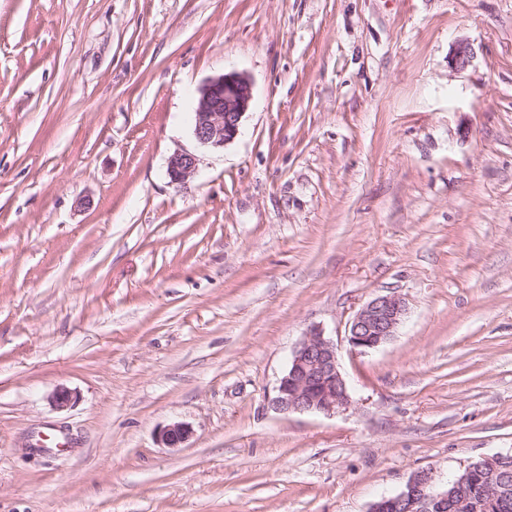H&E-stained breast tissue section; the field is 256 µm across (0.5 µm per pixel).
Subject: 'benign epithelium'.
Wrapping results in <instances>:
<instances>
[{
    "instance_id": "7a95c632",
    "label": "benign epithelium",
    "mask_w": 512,
    "mask_h": 512,
    "mask_svg": "<svg viewBox=\"0 0 512 512\" xmlns=\"http://www.w3.org/2000/svg\"><path fill=\"white\" fill-rule=\"evenodd\" d=\"M470 57L466 43L456 45L449 61L451 68H464ZM252 101V85L242 73L228 72L209 79L198 92L194 107L193 134L202 145L219 149L232 142L240 133L242 119ZM198 156L179 150L169 158L166 174L169 184L184 188L195 175ZM407 311L405 300L395 294L378 295L362 307L349 323V345L365 353L389 341ZM74 395L66 387L57 388L50 400L58 410L68 408ZM352 394L343 377L336 344L322 329L311 328L292 352L288 369L279 380L273 404L284 413L317 412L330 415L351 405ZM191 434L184 423L164 429L160 443L168 448L182 446ZM454 492L437 486L432 472H416L400 494L382 496L370 512H395L406 507L407 512H445Z\"/></svg>"
}]
</instances>
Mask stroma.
Here are the masks:
<instances>
[{"instance_id": "stroma-1", "label": "stroma", "mask_w": 512, "mask_h": 512, "mask_svg": "<svg viewBox=\"0 0 512 512\" xmlns=\"http://www.w3.org/2000/svg\"><path fill=\"white\" fill-rule=\"evenodd\" d=\"M230 71L214 150L193 110ZM313 327L353 402L282 413ZM506 453L512 0H0V512H369ZM252 101V85L242 73L210 78L198 92L193 134L204 146L224 148L240 133L242 119ZM199 164L198 156L188 150H179L169 158L166 174L169 184L185 188L195 175ZM406 311L407 305L401 296L377 295L350 321L349 345L361 353L378 349L395 335Z\"/></svg>"}]
</instances>
